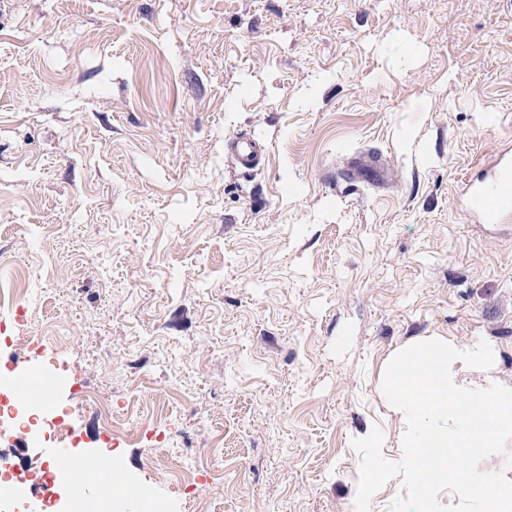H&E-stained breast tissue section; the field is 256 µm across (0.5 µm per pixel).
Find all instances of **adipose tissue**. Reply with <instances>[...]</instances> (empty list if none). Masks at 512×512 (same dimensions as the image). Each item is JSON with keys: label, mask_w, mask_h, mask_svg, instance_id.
Returning <instances> with one entry per match:
<instances>
[{"label": "adipose tissue", "mask_w": 512, "mask_h": 512, "mask_svg": "<svg viewBox=\"0 0 512 512\" xmlns=\"http://www.w3.org/2000/svg\"><path fill=\"white\" fill-rule=\"evenodd\" d=\"M486 343L456 345L428 337L394 352L383 389L397 417L403 481L418 490L411 512H424L435 484L488 512H512V480L479 482L450 468L449 457L476 454L512 442V385L491 375Z\"/></svg>", "instance_id": "adipose-tissue-1"}]
</instances>
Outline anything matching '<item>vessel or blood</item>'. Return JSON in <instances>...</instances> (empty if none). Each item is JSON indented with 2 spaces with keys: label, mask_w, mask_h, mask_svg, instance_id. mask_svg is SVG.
<instances>
[{
  "label": "vessel or blood",
  "mask_w": 512,
  "mask_h": 512,
  "mask_svg": "<svg viewBox=\"0 0 512 512\" xmlns=\"http://www.w3.org/2000/svg\"><path fill=\"white\" fill-rule=\"evenodd\" d=\"M267 147L262 141L238 135L224 141V153L232 164L243 172L255 171ZM352 182L389 185L395 182L396 172L387 159L370 153H359L345 169ZM457 204L467 217L479 225L507 229L512 227V151L501 150L495 160L474 178L459 187ZM10 385L15 400L21 405H34L51 411L56 399L71 387L67 369H53L46 364L29 361L14 371ZM45 455L55 464L57 480L66 486L72 498H84L89 490H104L111 486L108 469L95 456L74 458L69 448L55 443L46 448ZM136 503L140 512H152L157 502L151 488L139 485L115 499V512H129V503Z\"/></svg>",
  "instance_id": "1"
}]
</instances>
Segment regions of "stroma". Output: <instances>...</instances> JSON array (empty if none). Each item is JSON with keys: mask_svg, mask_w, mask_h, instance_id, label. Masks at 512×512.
Listing matches in <instances>:
<instances>
[{"mask_svg": "<svg viewBox=\"0 0 512 512\" xmlns=\"http://www.w3.org/2000/svg\"><path fill=\"white\" fill-rule=\"evenodd\" d=\"M506 141V0H0V358L112 402L167 512H353L391 352L480 337L512 383V238L456 206ZM266 152L267 147L262 141L249 136L238 135L224 140V154L243 172L255 171ZM345 175L352 182H370L390 185L396 180L394 167L385 158L361 152L346 166Z\"/></svg>", "mask_w": 512, "mask_h": 512, "instance_id": "1", "label": "stroma"}]
</instances>
